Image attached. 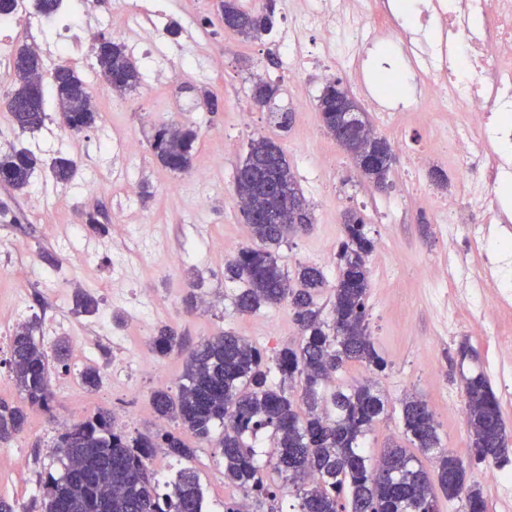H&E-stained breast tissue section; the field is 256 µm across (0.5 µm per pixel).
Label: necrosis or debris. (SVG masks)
I'll return each mask as SVG.
<instances>
[{
	"label": "necrosis or debris",
	"mask_w": 512,
	"mask_h": 512,
	"mask_svg": "<svg viewBox=\"0 0 512 512\" xmlns=\"http://www.w3.org/2000/svg\"><path fill=\"white\" fill-rule=\"evenodd\" d=\"M78 0L61 18L0 15V69L11 61L13 31L21 25L46 33L40 51L61 60L92 45L99 27L118 28L132 51L153 60L154 74L178 68L205 81L217 71L215 56L192 44L161 54L168 13L162 0ZM281 67L294 101L310 89L301 73L308 64L349 75L355 93L382 129H396L412 116L424 118L428 147L408 155L413 173L448 161L457 168L462 195H432L416 185L410 207H432L442 236L489 246L483 264L464 268L459 296L470 306L475 328L501 333V317L512 312V252L492 223L512 221L503 200L512 188V0H405L373 10L371 0H284ZM383 46L393 67L368 91L361 63L368 50Z\"/></svg>",
	"instance_id": "4bbe7bcc"
}]
</instances>
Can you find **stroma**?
Instances as JSON below:
<instances>
[{"label":"stroma","instance_id":"1","mask_svg":"<svg viewBox=\"0 0 512 512\" xmlns=\"http://www.w3.org/2000/svg\"><path fill=\"white\" fill-rule=\"evenodd\" d=\"M169 22L177 32L166 37L168 49L191 39L204 50L222 56L223 67L212 79L200 82L188 73L173 72L164 80L141 83L121 100L114 94H103L96 125L70 143L53 140L44 128L11 134V145L35 150L46 163L57 156L71 155L78 157L80 168L78 182L63 189L57 202H46L40 208L27 205L26 191L0 185V204L20 219L16 226L0 223V318L7 316L21 287L32 300L34 314L43 313L46 291L30 274L35 268L56 275L67 293H74L80 286L98 298L100 311L109 316L110 337L98 341L87 363L106 373L114 359L111 337L127 338L130 357L151 351L138 315L145 288L161 309L160 323L171 325L192 342L231 330L269 355L297 344L298 332L288 305L266 307L249 315L235 314L232 300L239 285L224 278L225 263L252 242L234 191L236 171L250 141L268 137L283 148L313 216L308 233L288 237L276 248L275 255L285 270L292 273L298 264H310L322 269L328 281H335L340 224L346 210L360 211L374 240L368 262V323L389 367L375 378L387 406L366 437L367 452L376 456L384 448L406 445L401 403L406 395L416 394L433 411L443 447L468 460L471 450L459 400V369L451 360L465 340L477 353L476 365L484 366L498 342L474 332L466 308L449 312L439 295L453 286L444 274L448 265L469 266L480 262L483 255L477 249L448 243L430 211H400L387 224L377 222L372 213L376 202L408 191L411 180L406 153L426 145L425 128L419 124L401 128L398 136L404 147L393 152L387 190L378 191L323 128L316 96L325 80L317 67L310 65L303 71L313 96L304 111L294 114L290 130L284 132L276 127L268 109L256 107L250 97L255 71H263L265 80L272 84H286L279 66L270 62L277 54V38L247 41L225 29L219 0H177ZM206 91L217 96L218 111H206L201 102ZM177 109L190 114L192 125L199 130L192 170L203 166L212 170L207 186L211 201L202 212L194 209L187 194L189 172L174 173L164 168L150 147L157 125L172 120ZM308 129L315 131L316 141H307L304 132ZM108 136L137 139L140 151L131 163L132 184L116 180L111 153L98 150V141ZM323 154L331 165L323 173L325 187L317 194L310 173L316 168L314 156ZM89 178L102 185L101 191L92 196L79 186L80 181ZM95 210L109 227L97 256H87L80 243L71 252H64L44 231L45 225L69 224ZM121 210L140 214L153 224L150 241L132 237L126 226L114 223V214ZM17 239L28 243L27 253L11 250V242ZM218 240L224 243L220 252L211 248ZM188 246L200 253V261L168 266L164 251ZM116 256L135 269L121 299L113 297L111 291L112 259ZM194 280L199 283V297L216 301L215 309L186 310L183 300ZM451 314L460 325L458 336L452 339L439 330ZM154 363V374L133 376L131 390L114 395L106 384L93 392L79 389L77 399L83 403L85 415L106 411L127 417L131 435L156 433L151 395L160 388L176 390L184 359L173 353L155 357ZM72 401L58 397L50 411L29 409L23 432L4 445L5 450L22 453L27 465L0 475V497L16 501L26 512H40V481L48 471L61 469L51 446L61 425L77 421ZM190 465L201 478L211 512H224L225 502L233 499L236 489L224 482L220 449L212 443L198 444Z\"/></svg>","mask_w":512,"mask_h":512}]
</instances>
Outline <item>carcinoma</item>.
<instances>
[{"label":"carcinoma","mask_w":512,"mask_h":512,"mask_svg":"<svg viewBox=\"0 0 512 512\" xmlns=\"http://www.w3.org/2000/svg\"><path fill=\"white\" fill-rule=\"evenodd\" d=\"M276 13V0H265L259 11L242 10L238 0H222L226 28L246 40L271 34ZM94 54L95 66L113 91L129 92L140 85V69L123 44L103 39ZM11 68L15 88L3 104L12 128L37 130L44 125L46 83L65 130L78 135L96 125L91 89L67 64L46 69L36 49L23 46L14 51ZM278 95V86L262 80L251 88L253 102L270 106L272 118L286 131L292 117L276 103ZM354 107L339 81H328L317 99L329 134L347 124V111ZM356 137L352 129L340 145L377 189H387L391 145L380 137L363 148ZM197 139L198 130L190 126L162 123L152 148L165 168L181 172L191 165ZM40 165L42 160L32 150L12 146L0 154V182L24 190ZM77 171L71 157L56 158L49 166L51 178L62 186L71 184ZM247 171L276 180L279 194L258 191ZM235 194L256 211L276 214L279 222L250 225L254 244L240 249L224 267V276L241 284L233 307L250 314L288 303L300 341L269 359L234 332L190 346L170 327L158 328L151 338L155 353L186 355L178 393L163 388L152 393L158 417L178 421L205 442L215 440L217 427L224 428L215 440L224 457V479L272 502L280 495L294 498L289 512H439L436 484L448 500L461 502L462 512H487L480 488L466 485L464 461L442 447L438 424L425 400L416 395L402 400L403 434L422 454L433 456L435 483L404 448H388L375 461L366 455L362 440L386 406L372 381L329 388L330 378L350 363L373 373L388 366L368 328V257L374 241L362 214H343L338 277L331 287L332 318L326 321L316 303L326 286L323 271L298 266L300 287L293 288L272 251L288 235L306 233L312 225L305 197L275 142L265 137L251 141L235 178ZM98 308L94 295L76 291L75 312L93 314ZM37 330L36 322L23 323L11 338L9 369L23 403L0 401V443L11 441L23 429L26 407L48 411L54 399L49 355ZM461 381L474 461H507L508 434L490 381L482 372L463 374ZM156 448L166 449L177 461L195 453L179 433L130 436L114 426L107 412L66 428L52 448L64 469L57 476L47 473L41 483L44 512H205L204 490L193 469L180 468L172 480L161 484L143 463L142 457Z\"/></svg>","instance_id":"cac0c4a2"}]
</instances>
